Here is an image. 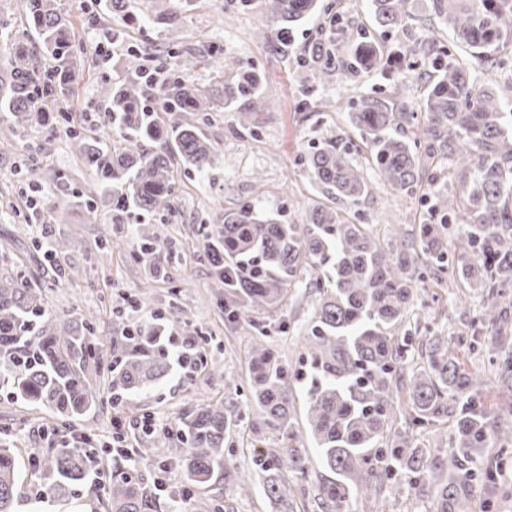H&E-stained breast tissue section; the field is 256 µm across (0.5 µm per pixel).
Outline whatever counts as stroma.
Returning <instances> with one entry per match:
<instances>
[{
	"label": "stroma",
	"mask_w": 512,
	"mask_h": 512,
	"mask_svg": "<svg viewBox=\"0 0 512 512\" xmlns=\"http://www.w3.org/2000/svg\"><path fill=\"white\" fill-rule=\"evenodd\" d=\"M23 0H0V21L8 23L0 38V92L10 79L15 43H28ZM75 30L73 45L80 73L74 88L78 124L82 131L109 144L118 140L108 120L112 86L118 81L138 80L143 59H155L166 70H174L176 53L204 57V64L187 72L188 83L207 88L215 80L210 58L228 61L225 80L238 69L258 68L264 75L263 108L256 112L257 133L239 124L238 113L215 105L200 129L215 148L211 166L203 172L183 171L166 209L127 215L124 225L112 221V201L99 199L95 210L78 205L74 191L96 179L93 167L84 162L62 130L59 102L0 145V266L23 275L44 289L52 313L68 320L88 319L101 336L104 352H111L113 337L123 326L151 323L161 315L170 323L176 339L201 338L205 361L188 370L172 365L166 382L139 394H125L122 410L112 407L90 411L77 419L75 427L93 445L110 443L115 418H122L129 436H137L140 417H151L157 429L176 432L183 408L216 400L243 405L247 422L228 441L234 480H214L209 488L195 492L191 507L214 500L223 512H276L266 498L260 479L249 491L239 489L241 478L253 469V457L269 448H284L286 435L273 430L253 432L258 405L246 404L249 350L256 334L255 322L265 324L268 340L290 364L302 353L301 336L316 303L312 288H295L273 313L246 310L241 299L228 295L219 276L202 257L209 233L221 227L224 213L252 204L287 224H303L312 205L321 204L346 215L372 233L387 236L389 227L411 230L426 214L429 202L421 195L397 194L383 186L372 169L366 168L367 148L350 117L359 96L376 92L419 111L428 87L435 80L430 61L422 57L420 44L433 40L454 49L452 35L440 18L430 13L424 0H410V17L400 28H380L368 0H319L321 10L304 21L288 46L271 48L261 31L266 23L262 0H128L126 13L113 20L112 43L99 45L95 29L86 23L91 0H48ZM170 10L174 23L157 24L154 12ZM340 13L345 26L335 63L351 62L360 44L383 53H398L402 74L397 79L377 71L356 68L348 78L313 76L303 60L310 47L325 38L324 28L333 13ZM140 50L132 60L131 50ZM348 143L350 157L364 165L369 183L357 200L336 196L313 183L301 163L313 147L329 139ZM166 222L169 241L157 259L168 269V280L152 278L145 264L130 255L133 240L127 226ZM72 234L76 244L64 254L47 258L36 250L43 238ZM83 269L73 282L60 280L62 267ZM416 296L404 325L413 336L414 366L425 361L423 344L428 337L446 340L464 334L477 322L485 307V291L478 288L447 289L433 278L415 282ZM150 305L137 307L140 296ZM0 426L10 428L20 447L42 452L68 439L67 428L49 412L16 398L8 386H0ZM147 487L163 484L157 512H169L173 496L183 491L176 465L160 468L154 459L136 458ZM325 470L316 452L308 454L306 478L289 476L294 512H319L315 496Z\"/></svg>",
	"instance_id": "35a3bbf8"
}]
</instances>
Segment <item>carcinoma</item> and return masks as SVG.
Instances as JSON below:
<instances>
[{
    "mask_svg": "<svg viewBox=\"0 0 512 512\" xmlns=\"http://www.w3.org/2000/svg\"><path fill=\"white\" fill-rule=\"evenodd\" d=\"M89 20L112 36L109 19L123 14L127 0H96ZM317 0H266L272 28L265 36L288 42L290 27L306 20ZM376 22L397 28L408 18V0H370ZM32 35L47 65L29 61L27 50H15L10 95L0 110L11 115V128H21L43 113L44 103L72 95L79 72L70 51L66 24L46 0H24ZM455 40L472 56L494 59L499 45L512 37V0H431ZM438 72L423 104V125L409 132L412 112H395L376 96H363L351 124L366 139L369 160L383 185L397 192L425 189L432 194L428 222L409 236L397 233L381 241L363 224H351L324 206L314 207L305 224H283L250 204L224 212V227L210 239L203 257L224 287L244 297L253 311L278 308L288 292L305 278L318 299L303 336V360L309 375L290 366L271 347L264 326L256 324L250 352L248 393L262 410L257 428L286 432L293 427L292 382L307 377V429L329 475L318 485L316 504L322 512H347L351 500L377 494L402 477L407 485L430 494L433 512H490L493 501H474L473 487L497 485L499 470L481 467L477 459L497 461L512 446L506 424L512 408L492 413L483 404L480 376L466 371L456 350L436 336L426 365L405 375L410 336L396 329L407 319L419 267L448 274V284L463 282L487 292L483 323L494 329L485 344L487 364L502 382L512 383V347L500 331L512 322V100L497 95L470 69L442 62L445 50L427 44ZM355 62L382 73L397 59L366 45ZM308 65L324 77L336 73L323 43L314 45ZM143 88L136 82L112 87L108 119L120 136L117 146L103 145L81 132L72 118L65 134L95 169L97 183L79 195L88 210L106 193L121 223L129 207L146 212L164 207L176 189L173 160L198 172L213 158V145L203 138L198 120L214 104L244 103L240 125L251 132L253 114L261 107L262 80L256 69L240 72L233 83L219 76L210 88L192 87L169 73L157 95L164 112L180 118L164 133L141 107ZM156 143L153 149L143 142ZM314 181L356 199L366 192L363 173L346 158L344 145L328 140L304 158ZM446 162L458 171L461 192L444 196L426 177L431 164ZM165 224L136 231L132 258L149 265L154 278L167 277L155 261L166 242ZM456 238L447 248L449 237ZM169 335L162 321L142 330L125 327L123 340L112 343L111 384L123 391L145 392L169 373ZM103 342L90 321H63L47 312L42 292L16 274L0 272V379L14 394L50 410L68 424L92 407L105 404L98 382ZM404 419L406 428L394 423ZM452 420L455 450L448 454V479L435 482L433 464L415 443L414 431ZM240 420L234 402L218 400L182 410L178 428L186 455L181 459L185 488L201 489L227 474L224 440ZM24 449L9 433L0 437V512H18L20 461ZM170 458L167 437H149L137 454ZM306 449L277 448L257 453L253 465L264 478L270 500L284 502L292 492L286 473H306ZM42 480V498L69 504L82 512L77 490L101 494L108 512H149L153 499L139 472L129 464L110 465L103 488L86 484L84 455L62 445L27 456Z\"/></svg>",
    "mask_w": 512,
    "mask_h": 512,
    "instance_id": "obj_1",
    "label": "carcinoma"
}]
</instances>
